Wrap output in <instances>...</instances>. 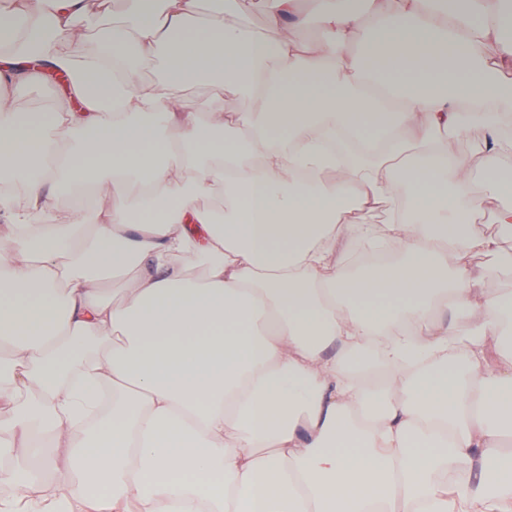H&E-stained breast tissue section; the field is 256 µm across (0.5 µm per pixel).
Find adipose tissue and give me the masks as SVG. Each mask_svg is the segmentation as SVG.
<instances>
[{
	"mask_svg": "<svg viewBox=\"0 0 512 512\" xmlns=\"http://www.w3.org/2000/svg\"><path fill=\"white\" fill-rule=\"evenodd\" d=\"M264 3L272 39L125 0L79 56L112 0L0 11V484L62 474L0 512H512V292L477 290L512 269V0H313V41ZM472 124L475 167L441 147ZM363 237L399 263L347 274Z\"/></svg>",
	"mask_w": 512,
	"mask_h": 512,
	"instance_id": "obj_1",
	"label": "adipose tissue"
}]
</instances>
